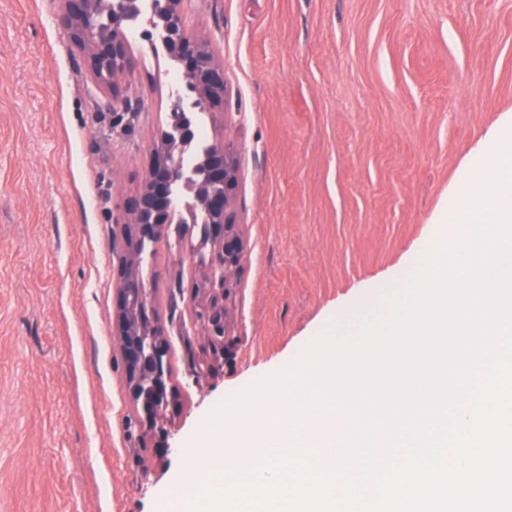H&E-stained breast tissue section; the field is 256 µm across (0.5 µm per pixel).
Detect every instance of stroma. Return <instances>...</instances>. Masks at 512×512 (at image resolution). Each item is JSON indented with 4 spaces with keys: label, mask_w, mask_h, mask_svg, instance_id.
Wrapping results in <instances>:
<instances>
[{
    "label": "stroma",
    "mask_w": 512,
    "mask_h": 512,
    "mask_svg": "<svg viewBox=\"0 0 512 512\" xmlns=\"http://www.w3.org/2000/svg\"><path fill=\"white\" fill-rule=\"evenodd\" d=\"M58 0H0V512H162L189 451L338 313L397 291L512 116V0H187L224 62L242 266L215 359L183 225L146 274L180 405L142 426L113 346L112 234L169 121L175 63L130 43L119 95L57 25ZM167 454H159L161 445Z\"/></svg>",
    "instance_id": "stroma-1"
}]
</instances>
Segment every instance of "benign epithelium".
<instances>
[{
	"label": "benign epithelium",
	"mask_w": 512,
	"mask_h": 512,
	"mask_svg": "<svg viewBox=\"0 0 512 512\" xmlns=\"http://www.w3.org/2000/svg\"><path fill=\"white\" fill-rule=\"evenodd\" d=\"M59 2V26L79 48L94 77L117 91L129 67V32L139 26L148 5L144 0H113L103 14L99 0ZM184 2L163 0L158 22L147 34L158 36L194 97L187 101L177 96L171 102L166 136L153 150L142 187L125 202L114 251L117 351L134 409L148 429L164 408L177 406L179 398L170 385L168 334L141 278L143 263L154 246L168 238L176 213L182 211L200 223L201 245H210V250L195 284L201 299L199 318L205 338L226 351L234 339L228 335L224 288L240 268L245 251L232 213L237 186L234 148L224 142L196 145L193 123L194 115L224 107V64L208 43L188 34Z\"/></svg>",
	"instance_id": "7a95c632"
}]
</instances>
